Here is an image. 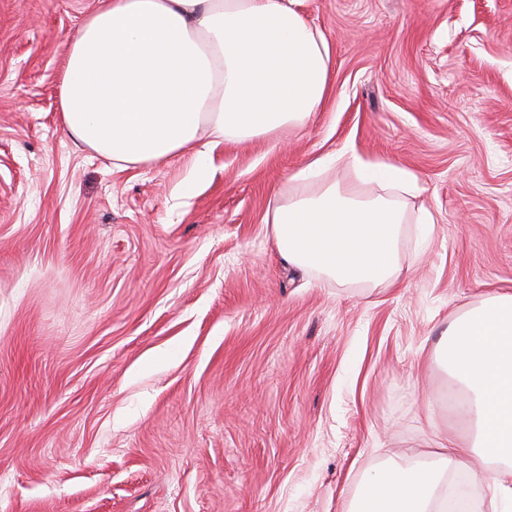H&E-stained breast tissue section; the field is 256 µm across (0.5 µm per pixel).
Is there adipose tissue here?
I'll use <instances>...</instances> for the list:
<instances>
[{
  "mask_svg": "<svg viewBox=\"0 0 512 512\" xmlns=\"http://www.w3.org/2000/svg\"><path fill=\"white\" fill-rule=\"evenodd\" d=\"M301 2L106 0L71 44L60 86L67 132L119 167L192 153L201 177L210 143L304 126L324 100L331 50ZM332 162L381 194L357 198L331 184L289 199L271 218L279 252L343 283H386L399 272L404 212L384 191L415 177L348 146L296 177ZM435 354L460 390L457 414L484 471L439 436L428 458L369 475L351 512H447L451 474L512 501V293L487 294L455 317Z\"/></svg>",
  "mask_w": 512,
  "mask_h": 512,
  "instance_id": "ef3b65f1",
  "label": "adipose tissue"
}]
</instances>
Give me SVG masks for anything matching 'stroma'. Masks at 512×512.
Segmentation results:
<instances>
[{"label":"stroma","instance_id":"35a3bbf8","mask_svg":"<svg viewBox=\"0 0 512 512\" xmlns=\"http://www.w3.org/2000/svg\"><path fill=\"white\" fill-rule=\"evenodd\" d=\"M100 0H0V512H348L434 428L450 320L512 293V0H302L329 92L287 140L113 167L66 131ZM353 145L413 173L398 279L285 262L275 205ZM430 212L433 225L419 223Z\"/></svg>","mask_w":512,"mask_h":512}]
</instances>
